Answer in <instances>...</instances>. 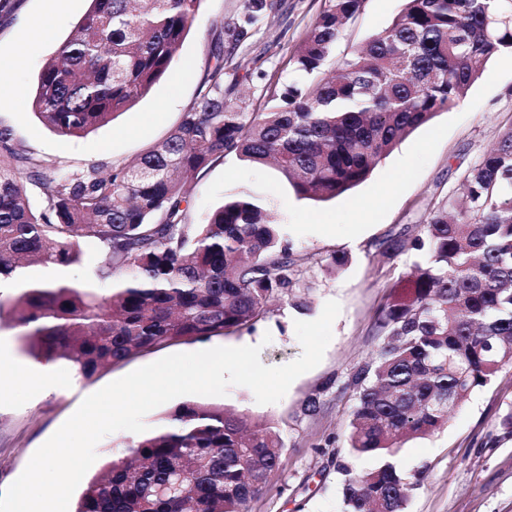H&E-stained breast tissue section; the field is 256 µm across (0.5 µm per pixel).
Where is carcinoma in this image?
I'll list each match as a JSON object with an SVG mask.
<instances>
[{"label":"carcinoma","mask_w":512,"mask_h":512,"mask_svg":"<svg viewBox=\"0 0 512 512\" xmlns=\"http://www.w3.org/2000/svg\"><path fill=\"white\" fill-rule=\"evenodd\" d=\"M201 0H90L75 34L43 65L32 105L44 123L80 137L112 121L167 76ZM364 0H327L288 64L301 84L271 79L250 109L224 89L216 64L204 94L136 161L45 179L43 164L0 129V283L32 265L70 267L96 245L89 285L30 283L6 302L35 359L84 379L145 351L207 341L263 319L288 294L297 259L267 200L242 189L201 224L187 220L189 176L234 154L273 165L303 199L328 201L365 181L407 135L466 96L486 64L512 53V0H405L390 25L345 55L342 32ZM268 0H243L224 24L247 41ZM43 188L31 208L25 183ZM462 195L387 249L414 251L406 281L377 317L381 340L346 386L355 390L350 448L381 464L343 475L345 512H405L424 472L391 457L431 434L448 412L512 364V129L464 172ZM273 426L247 430L213 402L178 405L166 424L124 443L81 492L74 512H248L280 463Z\"/></svg>","instance_id":"obj_1"}]
</instances>
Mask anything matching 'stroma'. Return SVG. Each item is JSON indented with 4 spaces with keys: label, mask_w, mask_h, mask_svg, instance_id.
<instances>
[{
    "label": "stroma",
    "mask_w": 512,
    "mask_h": 512,
    "mask_svg": "<svg viewBox=\"0 0 512 512\" xmlns=\"http://www.w3.org/2000/svg\"><path fill=\"white\" fill-rule=\"evenodd\" d=\"M241 0H202L190 31L175 55L170 74L113 122L84 137H63L31 107L44 62L74 32L89 0H66L52 10L49 0H0V128L11 129L18 147L44 161L53 178L89 167L109 171L132 160L166 137L183 112L206 91L219 58L249 63L235 94L257 102L269 76L287 84L301 75L286 62L302 43L325 0H274L266 20L239 49L229 50L224 22L235 17ZM404 0H365L357 17L336 44L345 56L387 27ZM51 18L50 39L34 27ZM512 127V59L491 60L454 108L439 112L385 158L366 181L326 202L298 197L270 167L246 164L230 155L194 179L195 199L188 221L199 224L225 194L247 188L265 197L299 261L298 282L288 296L274 300L253 328L213 338L212 346L238 347L262 333L272 340L260 350L267 366L300 357L295 321L317 319L327 301L341 312L332 325V340L322 362L299 376L284 398L261 405L244 386L230 387L220 401L251 422L276 426L283 439L281 461L268 477L264 493L249 512H342V476L337 463L357 471L377 466L374 457H359L349 447V419L355 393L350 375L375 351L374 322L390 286L405 278L415 260L412 251L386 253L387 239L417 235L428 213L457 195L464 172ZM345 257L332 271V256ZM99 249L86 250L83 264L69 268L35 265L28 281L65 280L92 283L101 261ZM304 309H297V302ZM181 341L162 352H147L86 380L57 363L62 382L39 393L26 376L39 362L26 353L18 329L0 328V490L23 472L33 453L77 410L88 395L162 355L203 350ZM319 407L307 413L309 399ZM512 409V365L504 366L484 388L475 391L448 416L446 427L406 442L394 456L405 472L424 471L425 479L410 494L407 512H512V434L499 425Z\"/></svg>",
    "instance_id": "obj_1"
}]
</instances>
